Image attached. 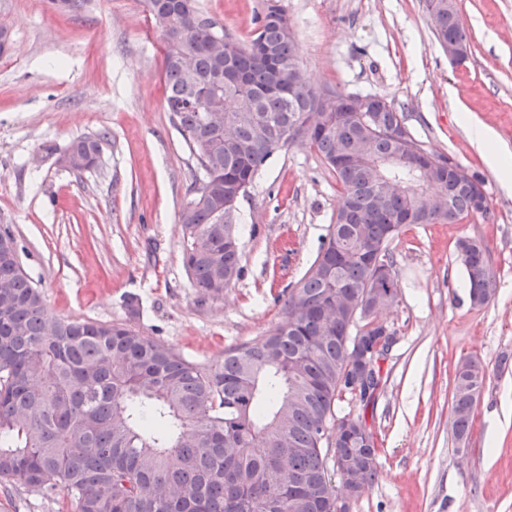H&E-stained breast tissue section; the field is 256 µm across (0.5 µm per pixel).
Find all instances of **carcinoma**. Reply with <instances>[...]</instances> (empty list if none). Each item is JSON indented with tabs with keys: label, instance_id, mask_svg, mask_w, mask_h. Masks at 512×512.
Segmentation results:
<instances>
[{
	"label": "carcinoma",
	"instance_id": "cac0c4a2",
	"mask_svg": "<svg viewBox=\"0 0 512 512\" xmlns=\"http://www.w3.org/2000/svg\"><path fill=\"white\" fill-rule=\"evenodd\" d=\"M437 18L436 41L469 46L457 6L424 0ZM260 26L246 41L228 32L232 63L242 84L205 102L177 60L195 59L212 78L227 59L210 50L218 36L207 17L186 38L164 43L166 110L201 168L209 196L180 214L183 261L201 300H217L242 273L238 210L224 206L280 151L301 142L316 149L336 177L341 195L335 223L319 253L291 289L283 320L256 342L224 350L207 365L192 362L165 343L121 322L66 319L52 314L22 265L0 280V488L16 484L52 496L74 512H334L336 494L329 449L349 465V488L364 489L378 476L374 432L365 415L349 418L353 433L336 436V403L345 396L366 409L376 388L355 385L348 370L345 328L397 298L392 240L405 218L412 224L453 222L476 215L473 182H431L447 199L423 211L412 170L390 175L401 188L378 199L372 171L346 163L366 142L377 158H392L406 143L422 145L404 112L386 101L372 113V129L353 118L343 133L321 126L293 127L308 110L336 120V99L295 81V46L278 0H265ZM249 112L228 130L233 149L211 147V109ZM105 136L80 137L67 147L94 163ZM472 303L496 292L488 247L459 239ZM384 269L387 275L374 277ZM486 372L475 359L456 367L452 432L468 441ZM300 486L288 488V473Z\"/></svg>",
	"mask_w": 512,
	"mask_h": 512
}]
</instances>
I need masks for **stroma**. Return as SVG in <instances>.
<instances>
[{"label":"stroma","instance_id":"stroma-1","mask_svg":"<svg viewBox=\"0 0 512 512\" xmlns=\"http://www.w3.org/2000/svg\"><path fill=\"white\" fill-rule=\"evenodd\" d=\"M312 87L379 95L405 114L429 152L483 183L486 215L412 224L390 244L398 297L377 315L397 341L365 414L379 476L351 512H512V189L458 122L468 113L512 151V0H457L471 54L459 67L437 43L423 0H278ZM240 39L263 0H197ZM0 226L57 316L128 319L188 360L210 363L282 319L281 294L316 258L340 187L320 154L294 144L274 156L238 203L242 274L223 297L200 301L182 262L183 205L203 172L165 110L164 52L145 0H0ZM107 134L94 168L61 167L77 137ZM54 145L55 153L44 150ZM483 239L496 293L472 305L456 250ZM480 361L485 387L468 452L452 434L457 363ZM61 495L17 486L0 512H62Z\"/></svg>","mask_w":512,"mask_h":512}]
</instances>
